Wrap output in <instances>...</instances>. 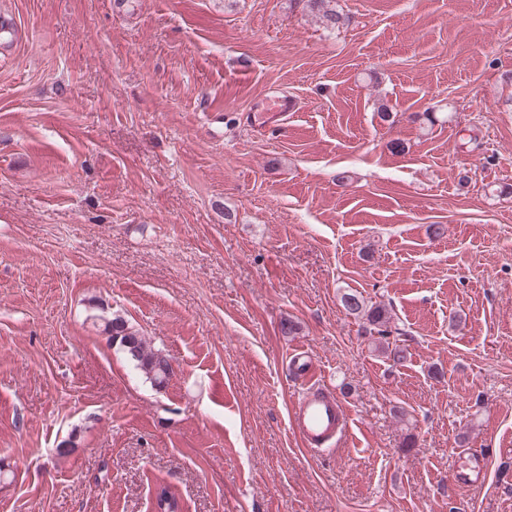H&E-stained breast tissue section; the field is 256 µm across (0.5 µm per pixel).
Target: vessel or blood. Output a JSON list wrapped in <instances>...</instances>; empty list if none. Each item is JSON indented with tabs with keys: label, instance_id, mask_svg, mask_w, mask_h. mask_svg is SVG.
<instances>
[{
	"label": "vessel or blood",
	"instance_id": "vessel-or-blood-1",
	"mask_svg": "<svg viewBox=\"0 0 512 512\" xmlns=\"http://www.w3.org/2000/svg\"><path fill=\"white\" fill-rule=\"evenodd\" d=\"M297 380L306 389L290 409L289 425L302 446L310 452L330 448L349 431V414L337 394L316 382V372L310 358L294 355L289 363ZM488 463L480 457L470 458L463 466H456L451 481L455 486L468 487L484 482Z\"/></svg>",
	"mask_w": 512,
	"mask_h": 512
}]
</instances>
